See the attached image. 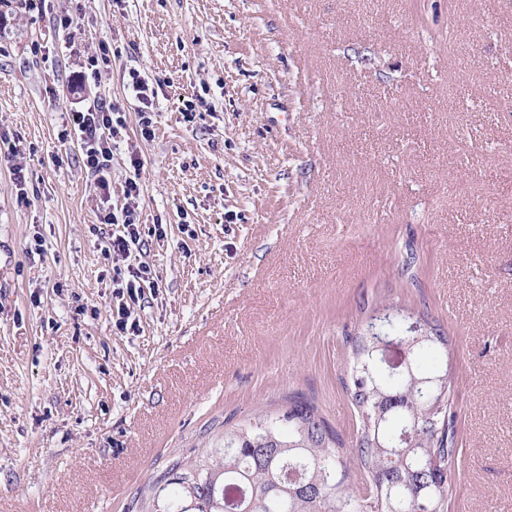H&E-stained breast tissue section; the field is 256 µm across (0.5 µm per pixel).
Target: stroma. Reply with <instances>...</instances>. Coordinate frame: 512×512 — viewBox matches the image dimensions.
<instances>
[{
  "label": "stroma",
  "instance_id": "obj_1",
  "mask_svg": "<svg viewBox=\"0 0 512 512\" xmlns=\"http://www.w3.org/2000/svg\"><path fill=\"white\" fill-rule=\"evenodd\" d=\"M414 2L0 0V512H127L296 394L352 444L348 339L385 310L448 338V512H512V0ZM85 98L125 111L113 208L136 177L166 231L125 333L127 263L62 127ZM131 78L133 92H135V96L139 102L144 105L140 112V124L142 126L141 133L143 136L149 137L153 134V130L151 128L153 122L150 117L153 112H148L146 110L153 107L155 92L153 88L149 87V84L145 79L140 78L139 74H132ZM147 114L149 116H146Z\"/></svg>",
  "mask_w": 512,
  "mask_h": 512
}]
</instances>
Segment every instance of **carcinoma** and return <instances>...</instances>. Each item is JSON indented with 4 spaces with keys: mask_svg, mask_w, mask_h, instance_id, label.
<instances>
[{
    "mask_svg": "<svg viewBox=\"0 0 512 512\" xmlns=\"http://www.w3.org/2000/svg\"><path fill=\"white\" fill-rule=\"evenodd\" d=\"M401 312L367 324L351 339L346 394L356 409L355 448L317 407L289 399L272 417L260 411L224 432L222 444L176 459L150 486L147 512H448L455 484L457 411L443 366L448 337L415 333ZM403 344L409 367L362 369L381 338ZM366 490L350 492L352 467Z\"/></svg>",
    "mask_w": 512,
    "mask_h": 512,
    "instance_id": "1",
    "label": "carcinoma"
}]
</instances>
